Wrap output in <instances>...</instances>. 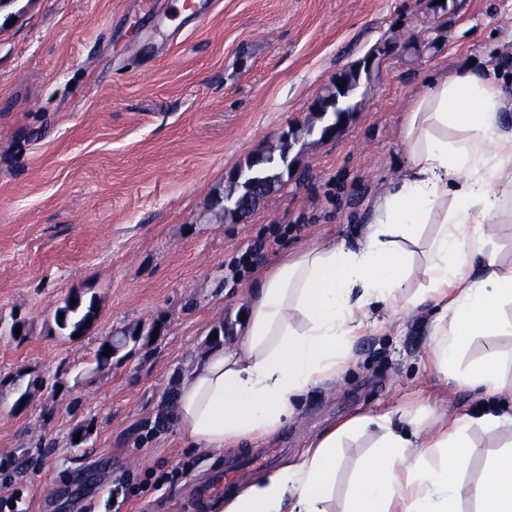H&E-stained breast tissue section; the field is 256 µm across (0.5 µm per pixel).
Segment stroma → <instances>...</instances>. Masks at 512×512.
Wrapping results in <instances>:
<instances>
[{
	"label": "stroma",
	"instance_id": "35a3bbf8",
	"mask_svg": "<svg viewBox=\"0 0 512 512\" xmlns=\"http://www.w3.org/2000/svg\"><path fill=\"white\" fill-rule=\"evenodd\" d=\"M456 4L434 49L388 55L344 132L294 146L295 172L234 223L215 206L230 172L308 122L320 88L376 43L419 36L424 0H215L174 46L136 0L0 6V455L26 463L0 473L13 512H210L227 461L254 454L184 453L175 403L211 332L223 327L230 344L249 310L251 283L227 266L277 225L286 232L269 264L321 235L355 244L407 165L401 118L433 74L491 67L512 90V0ZM74 293L99 304L77 339L53 320ZM434 318L426 304L356 339L345 370L300 397L268 447L290 462L332 425L397 408L402 431L428 435L473 415L486 398L455 375L493 354L511 381L512 335L473 338L445 375L430 354ZM135 325L158 332L97 369L99 343ZM33 378L41 390L16 407ZM82 426L90 433L74 443ZM376 434L345 441L330 512H344ZM467 434L466 485L512 429ZM126 473L117 506L112 484Z\"/></svg>",
	"mask_w": 512,
	"mask_h": 512
}]
</instances>
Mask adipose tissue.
<instances>
[{
    "instance_id": "ef3b65f1",
    "label": "adipose tissue",
    "mask_w": 512,
    "mask_h": 512,
    "mask_svg": "<svg viewBox=\"0 0 512 512\" xmlns=\"http://www.w3.org/2000/svg\"><path fill=\"white\" fill-rule=\"evenodd\" d=\"M512 109L495 73L464 69L435 78L402 117L408 167L375 201V221L355 246L320 237L258 271L250 310L229 347L196 360L177 399V439L196 455L258 444L287 422L297 398L334 376L369 327L372 306L392 318L437 307L433 350L447 372L467 339L512 335V266L493 227L512 223ZM396 410L348 419L298 458L221 496L212 512H326L336 450L352 430L376 426L374 452L358 469L349 512H512V449L490 457L478 482L457 481L470 444L452 422L437 436L401 434Z\"/></svg>"
}]
</instances>
